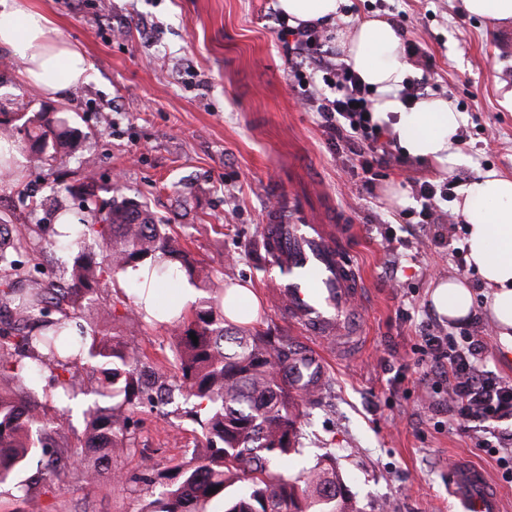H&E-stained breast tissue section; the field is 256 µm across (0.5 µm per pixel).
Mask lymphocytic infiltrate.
Instances as JSON below:
<instances>
[{
  "mask_svg": "<svg viewBox=\"0 0 512 512\" xmlns=\"http://www.w3.org/2000/svg\"><path fill=\"white\" fill-rule=\"evenodd\" d=\"M290 41L288 63L307 104L315 107L327 138L358 162L360 187L372 191L377 168L391 156L384 131L372 116L371 91L350 64L329 46L317 26L284 30ZM426 376L448 384V412L461 433L475 438L477 448L493 457L507 482H512V382L483 366L485 346L474 336H452L435 322L420 334Z\"/></svg>",
  "mask_w": 512,
  "mask_h": 512,
  "instance_id": "1",
  "label": "lymphocytic infiltrate"
}]
</instances>
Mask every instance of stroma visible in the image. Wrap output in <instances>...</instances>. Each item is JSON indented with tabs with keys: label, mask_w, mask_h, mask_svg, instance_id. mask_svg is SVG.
<instances>
[{
	"label": "stroma",
	"mask_w": 512,
	"mask_h": 512,
	"mask_svg": "<svg viewBox=\"0 0 512 512\" xmlns=\"http://www.w3.org/2000/svg\"><path fill=\"white\" fill-rule=\"evenodd\" d=\"M346 0L348 10L326 29L335 48L351 40L357 21L382 19L401 39L432 55L431 67L409 59L407 78L426 96L463 112L455 144L464 181L497 171L512 174V28L470 15L463 0ZM63 39L80 45L91 79L65 100L45 97L25 83L12 54L0 48V113H64L78 132L72 154L52 164L21 153L18 181H0V224L27 240L22 258L45 276L62 272L51 247L58 212L91 218L78 189L87 174L96 198L126 196L146 202L174 235L188 234L199 265L224 280L253 288L262 301L251 328L285 336L326 360L322 403L305 420L304 451L287 466L298 471L329 453L360 512H449L448 464L482 468L512 512V483L448 417V389L421 380L420 330L434 312L429 290L454 278L473 291L472 314L486 346V369L512 381V348L502 343L488 308L491 288L473 267L458 269L453 249L466 238L455 202L440 205V223L410 227L400 216L419 209L412 179L438 181L437 164L393 146V160L372 193L359 189L344 154L331 146L314 109L302 107L288 53L279 35L277 0H36ZM295 194L313 223H340L343 255L362 277L359 307L364 339L348 355L322 346L289 325L285 304L268 286L272 270L262 247L265 214L276 199ZM57 204L32 210V197ZM46 230L33 234L32 226ZM392 226L394 241L384 236ZM123 336L146 356L159 381L174 382L172 323L141 322ZM69 453L79 451L80 410L59 411L39 397ZM132 447L113 466L123 485L102 479L83 488L74 478L33 487L46 512H141L154 482L195 448L199 427L183 411L165 415L145 407L130 426Z\"/></svg>",
	"instance_id": "stroma-1"
}]
</instances>
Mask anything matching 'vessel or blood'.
<instances>
[{
    "label": "vessel or blood",
    "instance_id": "1",
    "mask_svg": "<svg viewBox=\"0 0 512 512\" xmlns=\"http://www.w3.org/2000/svg\"><path fill=\"white\" fill-rule=\"evenodd\" d=\"M263 246L289 322L337 349L355 345L359 330L353 312L361 278L343 260L339 238L326 225L310 223L291 198L283 197L266 218ZM488 484L479 468L448 470V491L461 512H504L502 498Z\"/></svg>",
    "mask_w": 512,
    "mask_h": 512
}]
</instances>
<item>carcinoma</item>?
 I'll return each mask as SVG.
<instances>
[{"instance_id": "carcinoma-1", "label": "carcinoma", "mask_w": 512, "mask_h": 512, "mask_svg": "<svg viewBox=\"0 0 512 512\" xmlns=\"http://www.w3.org/2000/svg\"><path fill=\"white\" fill-rule=\"evenodd\" d=\"M0 132L23 135L26 149L42 163L56 161L75 135L55 112L1 119ZM52 245L72 258L66 278L34 276L19 259L16 235H0V311L20 324L10 336L0 333V485L24 491L26 512H42L20 480L34 457L45 458L44 480L72 475L93 486L129 448V425L143 400L144 358L112 329H97L92 295L101 282L138 266L150 281L183 275L205 293L190 317L175 319L178 381L157 388L162 405L177 398L192 404L189 415L203 441L174 467V477L161 484L145 512H359L330 458L295 473L281 466L302 453L303 411L288 388V341L230 322L224 280L195 265L152 212L117 186L94 218L68 224ZM170 312L159 305L146 311L134 288L121 321L129 325ZM85 364L100 374L89 387L77 375ZM47 372L62 409L87 402L78 454H65L63 444L45 433L38 395Z\"/></svg>"}]
</instances>
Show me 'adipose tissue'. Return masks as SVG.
<instances>
[{"instance_id": "1", "label": "adipose tissue", "mask_w": 512, "mask_h": 512, "mask_svg": "<svg viewBox=\"0 0 512 512\" xmlns=\"http://www.w3.org/2000/svg\"><path fill=\"white\" fill-rule=\"evenodd\" d=\"M343 0H278L291 25L326 24ZM401 38L386 21L357 23L348 61L372 91L373 118L389 123L391 135L408 155L443 169L460 164L455 135L463 114L445 99L421 98L405 104L399 97L407 64ZM0 47L22 59L25 82L55 100L91 78V63L78 46L62 39L52 20L31 0H0ZM457 208L468 222V261L492 288L490 313L501 341L512 346V177L487 173L463 190ZM437 314L456 323L471 311L470 288L456 279L439 281L429 293Z\"/></svg>"}]
</instances>
